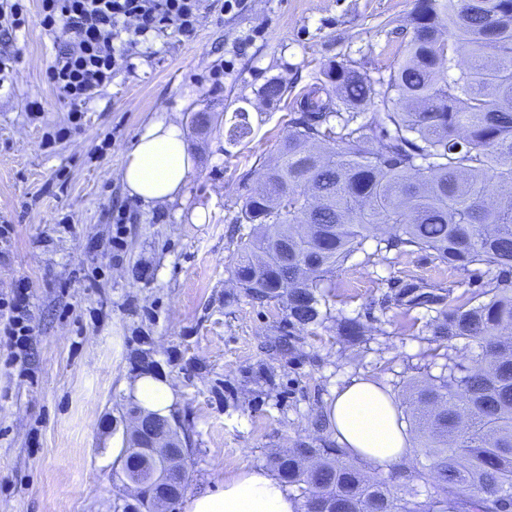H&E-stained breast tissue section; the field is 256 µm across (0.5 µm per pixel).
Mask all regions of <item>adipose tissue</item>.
I'll return each instance as SVG.
<instances>
[{
  "mask_svg": "<svg viewBox=\"0 0 512 512\" xmlns=\"http://www.w3.org/2000/svg\"><path fill=\"white\" fill-rule=\"evenodd\" d=\"M193 156L181 127L166 118L142 127L126 156L120 176L130 195L146 202L173 199L193 167ZM126 390L143 410L170 416L175 389L150 374L127 383ZM330 419L338 442L362 460L389 466L409 458L411 442L388 394L359 379L337 392ZM294 493L260 468L245 467L216 488L187 496L184 512H298Z\"/></svg>",
  "mask_w": 512,
  "mask_h": 512,
  "instance_id": "1",
  "label": "adipose tissue"
}]
</instances>
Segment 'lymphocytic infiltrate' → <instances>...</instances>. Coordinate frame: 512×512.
<instances>
[{
	"mask_svg": "<svg viewBox=\"0 0 512 512\" xmlns=\"http://www.w3.org/2000/svg\"><path fill=\"white\" fill-rule=\"evenodd\" d=\"M37 18H30L24 0H0V35L12 37L38 21L61 47L45 71L47 82L70 105L72 122H79L86 105L130 67L139 44L173 31L191 36L204 0H39ZM31 291L18 283L8 301L11 315L5 329L11 345L29 342Z\"/></svg>",
	"mask_w": 512,
	"mask_h": 512,
	"instance_id": "f902f5d3",
	"label": "lymphocytic infiltrate"
}]
</instances>
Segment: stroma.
<instances>
[{
  "mask_svg": "<svg viewBox=\"0 0 512 512\" xmlns=\"http://www.w3.org/2000/svg\"><path fill=\"white\" fill-rule=\"evenodd\" d=\"M415 0H205L192 36L139 46L87 105L79 124L45 80L54 40L38 24L0 53H18L0 85V303L31 288L25 363L0 341V512H115L129 494L112 464L125 442L123 384L158 374L178 393L171 414L189 450L187 493L215 488L298 441L334 439L337 390L368 378L397 401L410 382L440 375L443 359L413 321L436 311L394 299L408 284L447 287L454 274L430 253H376L374 241L336 271L330 319L289 329L283 301H252L234 277L245 198L288 134L296 99L326 68L350 62L371 78L401 58ZM286 92L261 95L269 80ZM44 113L32 119L30 100ZM209 113L200 133L196 115ZM175 120L194 166L178 196L145 204L119 172L142 126ZM247 118L251 133L229 129ZM62 138H54L58 128ZM360 318L351 342L336 321Z\"/></svg>",
  "mask_w": 512,
  "mask_h": 512,
  "instance_id": "stroma-1",
  "label": "stroma"
}]
</instances>
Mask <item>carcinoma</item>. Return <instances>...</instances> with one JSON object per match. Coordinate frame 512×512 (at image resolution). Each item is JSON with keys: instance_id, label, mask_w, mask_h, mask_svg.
<instances>
[{"instance_id": "cac0c4a2", "label": "carcinoma", "mask_w": 512, "mask_h": 512, "mask_svg": "<svg viewBox=\"0 0 512 512\" xmlns=\"http://www.w3.org/2000/svg\"><path fill=\"white\" fill-rule=\"evenodd\" d=\"M410 25L387 78L338 62L309 86L263 192L241 208L254 231L236 282L254 300H285L294 329L327 319L326 289L369 239L378 252H428L459 276L444 292L397 295L409 307L441 306L421 332L446 373L412 387L409 400L415 445L432 464L395 487L333 442L301 441L270 458L299 492L300 512H512V192L492 196L512 187V0H416ZM377 97L383 110L366 115ZM478 266L487 267L482 291L454 295ZM338 333L357 341L365 326L344 317ZM461 340L479 350L466 363L449 353ZM143 420L181 440L169 419ZM187 452L176 463L182 492ZM148 465L147 446L127 438L123 473ZM161 493L144 487L122 512H145Z\"/></svg>"}]
</instances>
